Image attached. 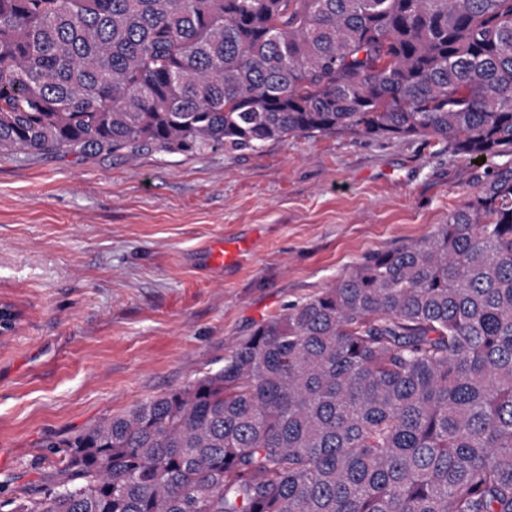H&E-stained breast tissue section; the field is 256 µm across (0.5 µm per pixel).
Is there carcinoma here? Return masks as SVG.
Here are the masks:
<instances>
[{
	"label": "carcinoma",
	"instance_id": "cac0c4a2",
	"mask_svg": "<svg viewBox=\"0 0 512 512\" xmlns=\"http://www.w3.org/2000/svg\"><path fill=\"white\" fill-rule=\"evenodd\" d=\"M336 131L489 165L0 512H512V0H0L1 152Z\"/></svg>",
	"mask_w": 512,
	"mask_h": 512
}]
</instances>
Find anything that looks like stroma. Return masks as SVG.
<instances>
[{
  "mask_svg": "<svg viewBox=\"0 0 512 512\" xmlns=\"http://www.w3.org/2000/svg\"><path fill=\"white\" fill-rule=\"evenodd\" d=\"M445 142L339 131L256 151L0 152V498L42 497L62 441L216 370L363 257L479 189Z\"/></svg>",
  "mask_w": 512,
  "mask_h": 512,
  "instance_id": "obj_1",
  "label": "stroma"
}]
</instances>
